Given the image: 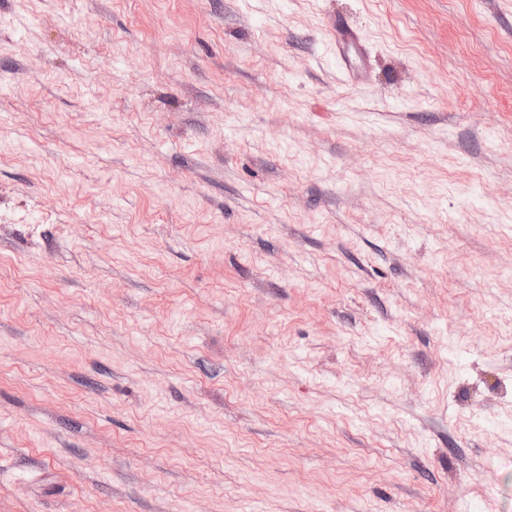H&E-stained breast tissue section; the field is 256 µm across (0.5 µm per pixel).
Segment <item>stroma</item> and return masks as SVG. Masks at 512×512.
I'll return each mask as SVG.
<instances>
[{"label": "stroma", "instance_id": "1", "mask_svg": "<svg viewBox=\"0 0 512 512\" xmlns=\"http://www.w3.org/2000/svg\"><path fill=\"white\" fill-rule=\"evenodd\" d=\"M0 512H512V0H0ZM331 39L330 47L333 53L336 52V59L341 60V69L346 77H351L354 73L353 58L349 55V50L353 49L355 54L362 58L365 55L364 39L360 32L350 27L347 23L330 24Z\"/></svg>", "mask_w": 512, "mask_h": 512}]
</instances>
